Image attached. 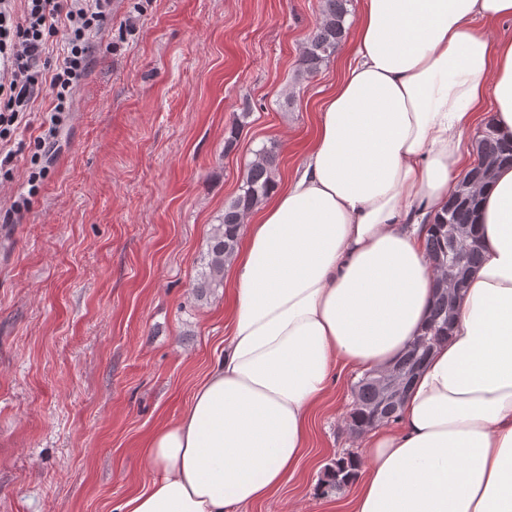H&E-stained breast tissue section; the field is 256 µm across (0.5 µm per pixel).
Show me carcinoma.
<instances>
[{
  "instance_id": "carcinoma-1",
  "label": "carcinoma",
  "mask_w": 512,
  "mask_h": 512,
  "mask_svg": "<svg viewBox=\"0 0 512 512\" xmlns=\"http://www.w3.org/2000/svg\"><path fill=\"white\" fill-rule=\"evenodd\" d=\"M350 0H322L321 21L309 36L299 60L301 76L309 78L319 72L322 65L336 52L344 40L348 27L346 17L350 14ZM478 161L471 167L464 179L481 183L486 178L483 162L491 159L496 164L512 160V144L501 141L491 126H486L484 134L477 139ZM279 155V147L272 142L257 151L256 159L248 166L239 193L224 206V214L212 231L209 247L202 259V270L195 288L202 295L213 292L224 283V264L235 253L240 229L245 217L274 188L273 168ZM478 199L465 204L452 197L448 200L447 215L439 217L429 229L426 249L433 262L448 254V224L467 227L477 223ZM451 326L448 325V301L434 299L427 328L422 336L413 342L411 348L392 366V369L405 377L406 382L420 371L431 350L448 339ZM381 373L368 372L358 380L355 387L357 407L351 415L350 424L354 430H362L372 421L387 422L396 417L398 405L385 400ZM351 463L345 457L336 459L326 473L320 487L323 492L341 490L349 478Z\"/></svg>"
}]
</instances>
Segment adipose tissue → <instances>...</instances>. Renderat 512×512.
I'll list each match as a JSON object with an SVG mask.
<instances>
[{
	"label": "adipose tissue",
	"mask_w": 512,
	"mask_h": 512,
	"mask_svg": "<svg viewBox=\"0 0 512 512\" xmlns=\"http://www.w3.org/2000/svg\"><path fill=\"white\" fill-rule=\"evenodd\" d=\"M512 0H363L356 50L303 163L227 265L224 354L156 430L122 512H241L292 476L336 360L391 367L421 336L430 224L486 114L512 141ZM482 261L447 342L359 443L348 512H512V164L479 189Z\"/></svg>",
	"instance_id": "1"
}]
</instances>
